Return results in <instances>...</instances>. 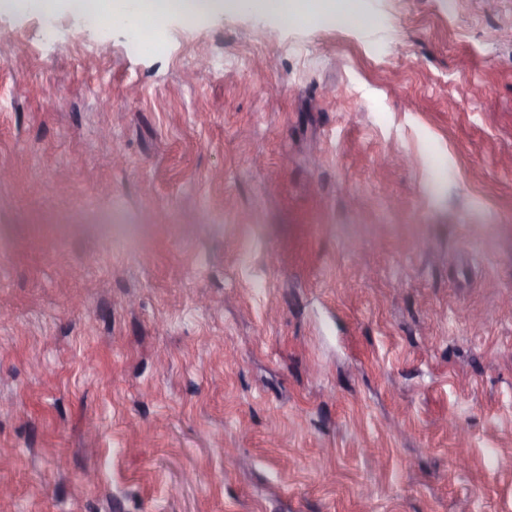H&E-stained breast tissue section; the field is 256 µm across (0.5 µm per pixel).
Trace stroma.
Masks as SVG:
<instances>
[{"instance_id": "1", "label": "stroma", "mask_w": 512, "mask_h": 512, "mask_svg": "<svg viewBox=\"0 0 512 512\" xmlns=\"http://www.w3.org/2000/svg\"><path fill=\"white\" fill-rule=\"evenodd\" d=\"M291 9L0 6L15 512H512V0ZM135 2L138 4L137 8L129 14L123 15V18L133 21L139 17H145L158 21L164 18L171 8L169 0H143ZM184 4L180 13L192 20L224 15L225 11L238 8L236 1L223 0L184 1Z\"/></svg>"}]
</instances>
